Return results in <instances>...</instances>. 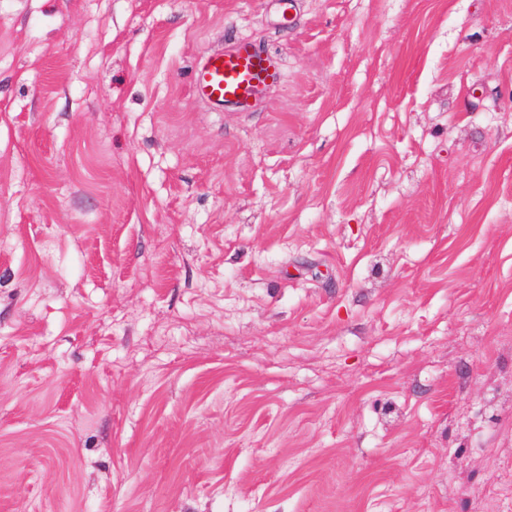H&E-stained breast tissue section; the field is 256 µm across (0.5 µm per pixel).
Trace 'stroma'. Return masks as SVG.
Returning a JSON list of instances; mask_svg holds the SVG:
<instances>
[{
	"label": "stroma",
	"mask_w": 512,
	"mask_h": 512,
	"mask_svg": "<svg viewBox=\"0 0 512 512\" xmlns=\"http://www.w3.org/2000/svg\"><path fill=\"white\" fill-rule=\"evenodd\" d=\"M292 3L0 0V512H512V0ZM282 76L278 56L252 43L235 41L200 57L194 67L192 90L211 109L229 106L250 112Z\"/></svg>",
	"instance_id": "stroma-1"
}]
</instances>
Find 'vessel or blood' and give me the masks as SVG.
Segmentation results:
<instances>
[{
  "mask_svg": "<svg viewBox=\"0 0 512 512\" xmlns=\"http://www.w3.org/2000/svg\"><path fill=\"white\" fill-rule=\"evenodd\" d=\"M283 76L281 59L256 45L236 41L196 62L192 90L211 109L251 111Z\"/></svg>",
  "mask_w": 512,
  "mask_h": 512,
  "instance_id": "1",
  "label": "vessel or blood"
}]
</instances>
